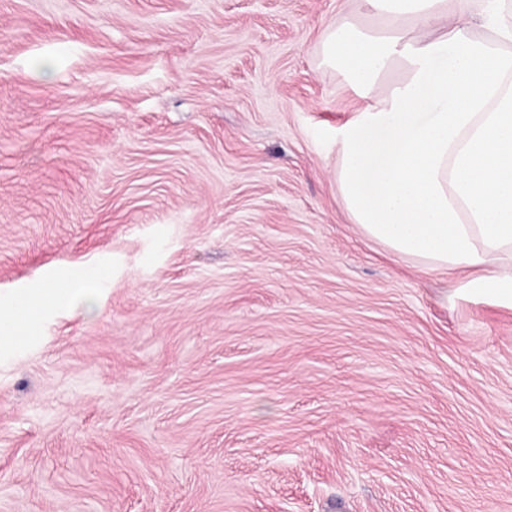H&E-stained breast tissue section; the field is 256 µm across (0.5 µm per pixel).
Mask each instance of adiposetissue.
Masks as SVG:
<instances>
[{
    "label": "adipose tissue",
    "instance_id": "adipose-tissue-1",
    "mask_svg": "<svg viewBox=\"0 0 512 512\" xmlns=\"http://www.w3.org/2000/svg\"><path fill=\"white\" fill-rule=\"evenodd\" d=\"M324 63L365 99L337 140L353 224L444 294L512 308V0H360ZM469 269L465 281L445 279Z\"/></svg>",
    "mask_w": 512,
    "mask_h": 512
}]
</instances>
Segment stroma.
Listing matches in <instances>:
<instances>
[{
    "mask_svg": "<svg viewBox=\"0 0 512 512\" xmlns=\"http://www.w3.org/2000/svg\"><path fill=\"white\" fill-rule=\"evenodd\" d=\"M352 0H0V512H512V308L352 224ZM85 286L86 280L73 276L66 288H43L41 299L46 307H68L77 296L87 290ZM27 307L26 300H23L15 308L8 313L0 315V352L7 351L13 348H18L26 344L29 336H22L23 330L20 326L21 320L18 313L25 310ZM18 309V311H17ZM18 312V313H17Z\"/></svg>",
    "mask_w": 512,
    "mask_h": 512,
    "instance_id": "35a3bbf8",
    "label": "stroma"
}]
</instances>
